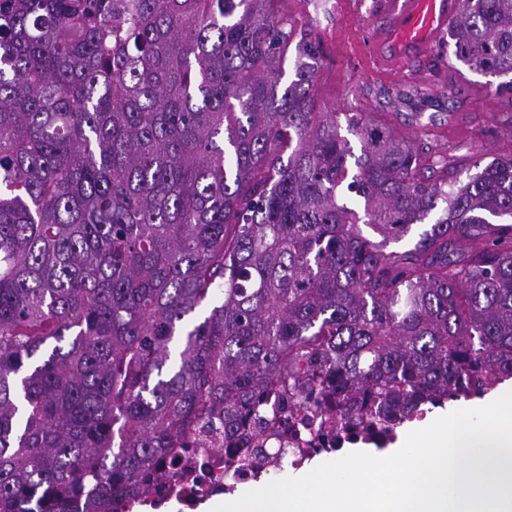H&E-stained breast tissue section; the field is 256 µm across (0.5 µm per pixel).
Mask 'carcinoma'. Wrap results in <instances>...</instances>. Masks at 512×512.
<instances>
[{"label": "carcinoma", "instance_id": "1", "mask_svg": "<svg viewBox=\"0 0 512 512\" xmlns=\"http://www.w3.org/2000/svg\"><path fill=\"white\" fill-rule=\"evenodd\" d=\"M279 2L0 0V512H120L275 380L392 430L512 379V154L462 182L385 112L352 145ZM448 37L512 97V0Z\"/></svg>", "mask_w": 512, "mask_h": 512}]
</instances>
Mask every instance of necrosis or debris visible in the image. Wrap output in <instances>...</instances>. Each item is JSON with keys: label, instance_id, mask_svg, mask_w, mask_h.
Masks as SVG:
<instances>
[{"label": "necrosis or debris", "instance_id": "4bbe7bcc", "mask_svg": "<svg viewBox=\"0 0 512 512\" xmlns=\"http://www.w3.org/2000/svg\"><path fill=\"white\" fill-rule=\"evenodd\" d=\"M329 404L312 412L291 414L287 423L266 431L246 425L242 437L225 443L223 435L189 434L175 459L159 458L158 491L144 496L148 512H195L201 501L233 493L240 484L279 472L283 462L301 468L318 449L333 452L358 442L384 444L387 433L379 427L352 429L337 425Z\"/></svg>", "mask_w": 512, "mask_h": 512}]
</instances>
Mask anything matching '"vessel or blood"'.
Returning a JSON list of instances; mask_svg holds the SVG:
<instances>
[{
  "instance_id": "vessel-or-blood-1",
  "label": "vessel or blood",
  "mask_w": 512,
  "mask_h": 512,
  "mask_svg": "<svg viewBox=\"0 0 512 512\" xmlns=\"http://www.w3.org/2000/svg\"><path fill=\"white\" fill-rule=\"evenodd\" d=\"M457 15L456 0H397L385 39L399 56L430 48L435 35Z\"/></svg>"
}]
</instances>
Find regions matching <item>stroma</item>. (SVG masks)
I'll return each instance as SVG.
<instances>
[{
  "label": "stroma",
  "mask_w": 512,
  "mask_h": 512,
  "mask_svg": "<svg viewBox=\"0 0 512 512\" xmlns=\"http://www.w3.org/2000/svg\"><path fill=\"white\" fill-rule=\"evenodd\" d=\"M281 9L324 46L315 95L327 111H372L375 102L364 96L366 87L403 85L393 65L370 69L371 55L382 47L365 36L385 26L388 6L383 0H284ZM405 66L423 90L436 92L450 82L460 88L464 104L445 130V144L461 176L473 174L475 160L487 163L512 148V100L498 96L483 75L450 61L447 32L438 34L435 50L415 53Z\"/></svg>",
  "instance_id": "35a3bbf8"
}]
</instances>
